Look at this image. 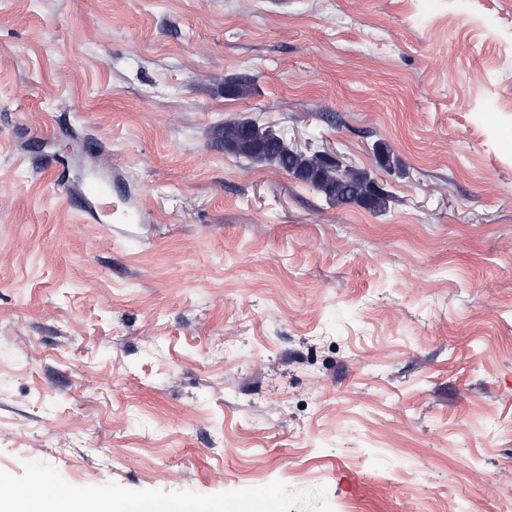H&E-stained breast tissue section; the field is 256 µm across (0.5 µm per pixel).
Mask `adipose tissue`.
Segmentation results:
<instances>
[{
	"label": "adipose tissue",
	"instance_id": "obj_1",
	"mask_svg": "<svg viewBox=\"0 0 512 512\" xmlns=\"http://www.w3.org/2000/svg\"><path fill=\"white\" fill-rule=\"evenodd\" d=\"M110 506L107 498L87 505L84 496L46 477L23 488L0 480V512H110Z\"/></svg>",
	"mask_w": 512,
	"mask_h": 512
}]
</instances>
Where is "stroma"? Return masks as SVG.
<instances>
[{
  "instance_id": "35a3bbf8",
  "label": "stroma",
  "mask_w": 512,
  "mask_h": 512,
  "mask_svg": "<svg viewBox=\"0 0 512 512\" xmlns=\"http://www.w3.org/2000/svg\"><path fill=\"white\" fill-rule=\"evenodd\" d=\"M234 118L388 210L224 152ZM1 475L512 512V0H0Z\"/></svg>"
}]
</instances>
